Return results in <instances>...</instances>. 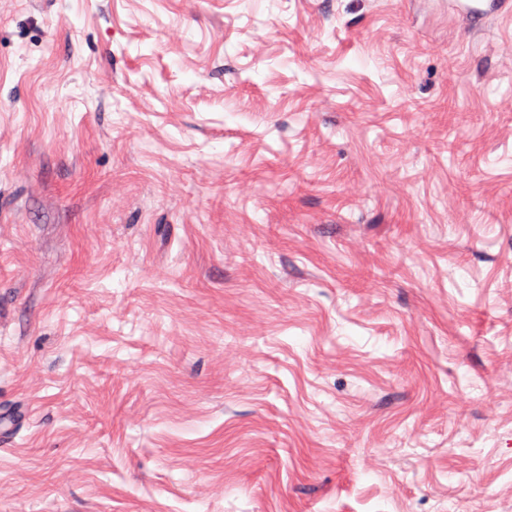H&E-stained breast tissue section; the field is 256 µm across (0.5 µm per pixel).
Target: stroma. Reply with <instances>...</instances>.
<instances>
[{
  "label": "stroma",
  "instance_id": "obj_1",
  "mask_svg": "<svg viewBox=\"0 0 512 512\" xmlns=\"http://www.w3.org/2000/svg\"><path fill=\"white\" fill-rule=\"evenodd\" d=\"M508 41L0 0V512H512Z\"/></svg>",
  "mask_w": 512,
  "mask_h": 512
}]
</instances>
